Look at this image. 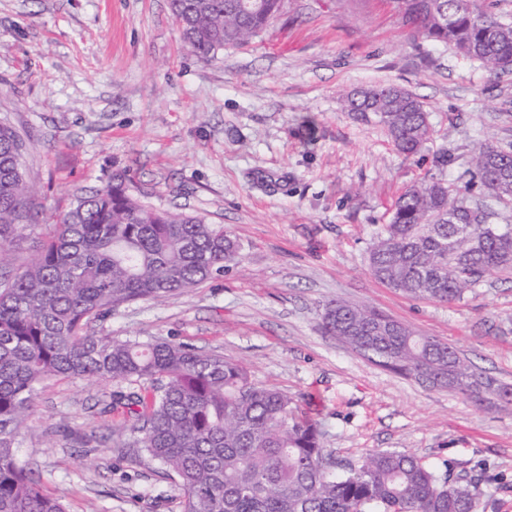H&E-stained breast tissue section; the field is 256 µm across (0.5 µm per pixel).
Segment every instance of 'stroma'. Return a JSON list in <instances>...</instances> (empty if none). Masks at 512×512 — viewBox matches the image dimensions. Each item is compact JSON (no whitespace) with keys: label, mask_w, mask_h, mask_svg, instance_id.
I'll return each instance as SVG.
<instances>
[{"label":"stroma","mask_w":512,"mask_h":512,"mask_svg":"<svg viewBox=\"0 0 512 512\" xmlns=\"http://www.w3.org/2000/svg\"><path fill=\"white\" fill-rule=\"evenodd\" d=\"M397 84L434 134L414 155L345 108ZM0 121L26 141L37 253L74 194L128 170L134 196L206 216L241 246L238 267L160 301L120 305L92 331L162 338L240 363L319 422L333 472L377 448L481 475L482 512H512V403L467 399L384 369L321 327L341 299L447 342L512 387V272L451 303L376 281L368 253L399 194L427 177L468 186L484 142L512 148V74L412 39L386 0H286L260 37L197 59L169 0H0ZM116 382L39 385L17 457L68 512H180L171 472L124 447Z\"/></svg>","instance_id":"35a3bbf8"}]
</instances>
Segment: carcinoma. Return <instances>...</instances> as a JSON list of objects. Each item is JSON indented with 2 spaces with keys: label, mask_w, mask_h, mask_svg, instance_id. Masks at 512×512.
Returning a JSON list of instances; mask_svg holds the SVG:
<instances>
[{
  "label": "carcinoma",
  "mask_w": 512,
  "mask_h": 512,
  "mask_svg": "<svg viewBox=\"0 0 512 512\" xmlns=\"http://www.w3.org/2000/svg\"><path fill=\"white\" fill-rule=\"evenodd\" d=\"M390 3L413 38L451 45L494 77L512 74V22L481 0ZM284 4L170 0L183 42L206 61L259 36ZM345 103L358 118L381 123L404 154L432 135L424 105L401 86L362 87ZM24 154L16 131L0 124V264L19 225L34 219ZM475 167L492 197L512 203V151L484 144ZM130 183L128 171H113L49 225L23 270L0 274V512H66L19 463L15 444L40 383L83 377L127 385L112 395V409L137 423L127 446L175 474L180 512H479L478 480L405 451H372L345 474L329 472L317 422L222 355L91 332L122 304L191 291L240 263V245L224 225L148 205ZM368 261L382 284L450 303L485 275L512 270V225L491 223L464 189L432 178L399 195ZM322 326L406 377L429 375L433 386L462 396L512 393L447 343L372 308L328 301Z\"/></svg>",
  "instance_id": "cac0c4a2"
}]
</instances>
